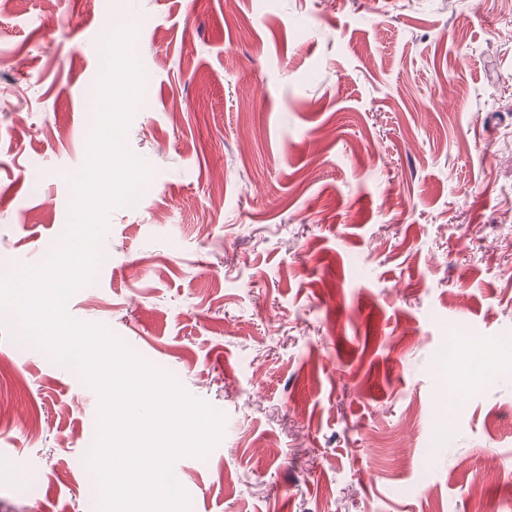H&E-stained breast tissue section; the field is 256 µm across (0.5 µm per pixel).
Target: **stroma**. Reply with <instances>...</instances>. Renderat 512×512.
I'll return each instance as SVG.
<instances>
[{"mask_svg":"<svg viewBox=\"0 0 512 512\" xmlns=\"http://www.w3.org/2000/svg\"><path fill=\"white\" fill-rule=\"evenodd\" d=\"M124 15L151 174L68 311L224 415L193 512H512V0H8L0 270L68 226ZM0 397V512H93L96 390L0 321Z\"/></svg>","mask_w":512,"mask_h":512,"instance_id":"35a3bbf8","label":"stroma"}]
</instances>
